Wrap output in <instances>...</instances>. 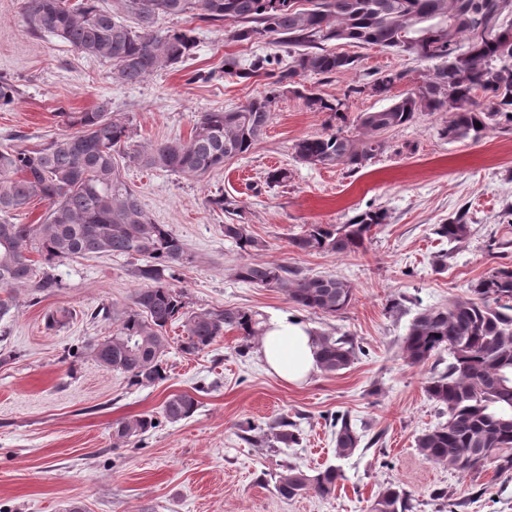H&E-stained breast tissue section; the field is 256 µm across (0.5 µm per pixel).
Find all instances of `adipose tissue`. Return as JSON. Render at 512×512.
Here are the masks:
<instances>
[{"label": "adipose tissue", "mask_w": 512, "mask_h": 512, "mask_svg": "<svg viewBox=\"0 0 512 512\" xmlns=\"http://www.w3.org/2000/svg\"><path fill=\"white\" fill-rule=\"evenodd\" d=\"M317 341L311 327L282 314L270 319L261 340L260 354L268 369L282 380L299 384L317 371Z\"/></svg>", "instance_id": "obj_1"}]
</instances>
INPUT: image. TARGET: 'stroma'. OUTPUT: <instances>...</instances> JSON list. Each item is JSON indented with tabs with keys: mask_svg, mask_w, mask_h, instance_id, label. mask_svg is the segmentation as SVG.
Returning <instances> with one entry per match:
<instances>
[{
	"mask_svg": "<svg viewBox=\"0 0 512 512\" xmlns=\"http://www.w3.org/2000/svg\"><path fill=\"white\" fill-rule=\"evenodd\" d=\"M25 0H0V75L17 87L0 110V147H31L66 134L60 111L79 112L109 99L129 118L137 144L188 139L200 113L227 110L269 90L265 76L226 74L224 60L248 66L258 57L291 65L284 48L263 38L238 42L234 22L164 17L160 28L195 27L198 46L184 62L129 85L111 78L109 63L88 58L23 23ZM355 56L353 69L328 77L301 74L293 91L278 94L271 120L249 154L225 161L205 177L125 167V175L159 224L185 244L190 264L176 266L175 284L193 311L245 307L268 319L299 317L313 330L347 335L360 346L355 361L336 373L315 372L295 386L271 373L259 340L242 348L236 332L204 351L187 355L181 322L167 328L168 377L129 386L88 352L111 335L116 318L131 307L145 281L123 256L67 260L50 271L58 285L0 289L10 311L0 316V512H369L384 486L402 485L414 512H512V471L486 465L461 474L422 457L416 437L442 417L424 391L433 363L415 366L401 353L402 339L418 311L471 298L476 281L512 264V124L500 123L478 143L439 138L443 112L422 113L385 135L386 150L365 167H311L294 144L335 130L328 113L307 107L315 92L348 105L345 128L358 135L359 113L386 107L358 86L387 71L405 72L392 96L422 82L432 62L379 47L340 45ZM285 182L271 185L270 172ZM236 200L229 217L212 205L217 195ZM382 209L362 251L347 254L295 251L292 234L309 224L341 225L355 214ZM466 214L467 239L437 236L436 225ZM250 225L266 243L254 261L276 262L307 275H335L354 288L351 304L327 316L298 307L276 289L235 277L244 257L224 236L229 221ZM110 318L95 316L98 308ZM66 311L63 323L48 317ZM193 394L199 406L177 423L160 419L173 393ZM349 414L361 430L359 450L343 461L335 497L305 495L287 501L274 491L289 464L313 471L332 460V415ZM145 414L155 428L131 443H115V422ZM281 416L297 422L302 441L284 448L246 440L247 426L267 428ZM438 489L446 498H435Z\"/></svg>",
	"mask_w": 512,
	"mask_h": 512,
	"instance_id": "1",
	"label": "stroma"
}]
</instances>
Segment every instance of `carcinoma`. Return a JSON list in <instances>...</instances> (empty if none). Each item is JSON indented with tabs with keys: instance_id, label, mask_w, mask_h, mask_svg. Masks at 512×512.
I'll return each instance as SVG.
<instances>
[{
	"instance_id": "obj_1",
	"label": "carcinoma",
	"mask_w": 512,
	"mask_h": 512,
	"mask_svg": "<svg viewBox=\"0 0 512 512\" xmlns=\"http://www.w3.org/2000/svg\"><path fill=\"white\" fill-rule=\"evenodd\" d=\"M25 0L24 22L35 33H49L89 57L108 61L120 81L139 83L155 72L184 62L194 52L192 28L159 30L162 17H197L240 24L237 41L265 36L301 48L294 65L268 70L275 78L270 92L231 110L202 113L186 141L176 138L155 145L133 143L128 120L104 99L87 112H65L72 132L33 148L0 149V288L51 284L47 271L64 260L92 255H123L145 260L139 269L148 284L137 289L112 335L89 351L101 366L125 375L128 385L147 387L166 379L164 358L170 342L167 326L183 321L182 350L195 354L226 331L244 343L263 335L256 312L244 307L190 311L185 295L169 279L188 259L183 241L166 224L155 223L128 182L122 160L142 168L203 177L224 161L251 151L265 132L278 92L299 73L329 77L356 66L352 56L324 44L347 41L414 54L439 64L422 85L376 112L357 117L361 137L351 138L340 125L347 121L345 103L317 93L305 96L309 108L327 112L339 128L306 137L294 145L295 157L314 167L344 165L353 171L382 153L381 136L412 123L422 112H446L441 138L478 141L499 124L512 122V0ZM405 78L384 72L353 89L373 87L380 96ZM15 85L0 77V109L13 104ZM488 99L484 104L479 97ZM481 127H476V124ZM48 202L40 224H18L30 202ZM380 209L362 211L347 223L309 224L289 238L302 253L345 254L365 248L372 229L385 223ZM435 233L448 243L470 233L465 214L439 224ZM224 237L244 253L260 251L264 241L248 224L224 225ZM40 256L36 262L30 253ZM236 278L260 288L282 291L299 307L335 315L352 301V285L332 275L309 276L274 263L246 261ZM473 297L446 306L424 308L410 322L402 353L411 365H424L447 351L452 362L431 376L425 392L446 421L419 434L418 453L429 461L463 473H477L487 463L512 470V267H501L477 281ZM319 368L336 373L350 366L358 346L347 336L316 335ZM198 408L189 393L170 395L161 415L170 423L190 418ZM154 417L123 419L112 436L128 442L155 427ZM335 459L310 475L288 464L275 480L277 495L292 500L314 493L335 496L344 473L339 462L352 456L362 434L346 414L333 419ZM277 442H299L297 423L286 416L274 424ZM411 495L389 484L375 497L371 512H413Z\"/></svg>"
}]
</instances>
